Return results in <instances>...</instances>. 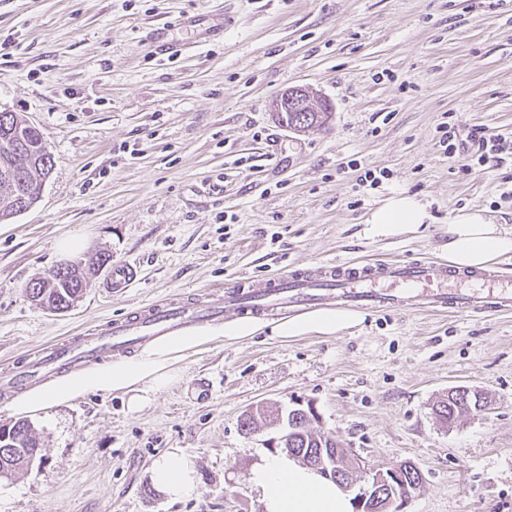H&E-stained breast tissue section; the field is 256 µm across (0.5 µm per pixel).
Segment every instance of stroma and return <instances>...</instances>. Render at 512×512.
Returning a JSON list of instances; mask_svg holds the SVG:
<instances>
[{
  "mask_svg": "<svg viewBox=\"0 0 512 512\" xmlns=\"http://www.w3.org/2000/svg\"><path fill=\"white\" fill-rule=\"evenodd\" d=\"M224 37L196 42L213 15ZM188 43L155 54L149 33ZM327 102L325 127L281 126L272 99L291 87ZM19 113L54 157L38 201L0 223V371L46 345L171 296L259 285L343 260L442 258L448 219L470 209L512 226V161L472 170L448 158L443 124L512 138V0H0V111ZM388 180L370 187L365 169ZM429 206L430 223L367 236L391 194ZM108 267L67 311L25 292L64 259ZM286 313L242 337L206 328L174 353L170 385L131 409L132 389L90 391L26 413L0 401V426L28 419L43 448L0 478V512H258L251 464L278 425L243 416L312 405L314 431L369 466L409 461L423 481L405 512H512V312L451 317L358 313L334 333L278 336ZM459 387L488 410L441 423ZM194 458L195 496L171 501L148 479L173 450ZM136 278V269L129 262H121L112 266L105 287L110 292H120L129 288Z\"/></svg>",
  "mask_w": 512,
  "mask_h": 512,
  "instance_id": "obj_1",
  "label": "stroma"
}]
</instances>
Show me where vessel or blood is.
Masks as SVG:
<instances>
[{"mask_svg": "<svg viewBox=\"0 0 512 512\" xmlns=\"http://www.w3.org/2000/svg\"><path fill=\"white\" fill-rule=\"evenodd\" d=\"M135 277V267L121 262L113 265L105 286L120 292ZM329 300L351 311L415 306L446 309L463 317L492 308L512 309V282L495 271L461 272L436 261L404 260L362 267L339 262L314 272H285L268 278L257 291L238 280L225 284L223 293L186 301L170 298L109 321L98 333L69 337L53 345L29 369L0 377V396L34 388L76 366L101 363L156 341L193 334L228 312L256 316L288 306L309 310Z\"/></svg>", "mask_w": 512, "mask_h": 512, "instance_id": "1", "label": "vessel or blood"}]
</instances>
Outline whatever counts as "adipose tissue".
Wrapping results in <instances>:
<instances>
[{
    "label": "adipose tissue",
    "mask_w": 512,
    "mask_h": 512,
    "mask_svg": "<svg viewBox=\"0 0 512 512\" xmlns=\"http://www.w3.org/2000/svg\"><path fill=\"white\" fill-rule=\"evenodd\" d=\"M431 220V215L416 195L399 192L387 197L370 211L366 223L372 236L398 237ZM449 266L458 270H483L499 259L512 257V228L495 224L477 210H462L448 221V242L444 250ZM353 320L339 310H324L303 319L278 325L277 331L293 336L307 331L333 333ZM194 336H179L144 355L97 370L69 376L55 386L24 399L23 407L55 403L70 395L90 390H116L143 383L141 395L132 400L140 406L145 396L156 393L170 380L165 367L172 353L192 347ZM155 492L171 500L196 494L198 471L194 460L180 451L159 459L150 470ZM251 487L258 492L264 512H352L353 503L341 484L283 453L268 454L249 470Z\"/></svg>",
    "instance_id": "obj_1"
}]
</instances>
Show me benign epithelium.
Here are the masks:
<instances>
[{"label":"benign epithelium","instance_id":"7a95c632","mask_svg":"<svg viewBox=\"0 0 512 512\" xmlns=\"http://www.w3.org/2000/svg\"><path fill=\"white\" fill-rule=\"evenodd\" d=\"M349 485L346 490L354 493L356 512H402L412 494L399 496L393 490L401 484L406 466L396 463L384 472L368 467L366 461L355 454L347 456ZM313 467L320 473L334 478L340 477L341 465L337 455L320 452Z\"/></svg>","mask_w":512,"mask_h":512}]
</instances>
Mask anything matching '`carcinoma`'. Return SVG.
I'll return each mask as SVG.
<instances>
[{
  "label": "carcinoma",
  "mask_w": 512,
  "mask_h": 512,
  "mask_svg": "<svg viewBox=\"0 0 512 512\" xmlns=\"http://www.w3.org/2000/svg\"><path fill=\"white\" fill-rule=\"evenodd\" d=\"M328 118V109L319 112L284 113L278 120L295 124L306 129L320 127ZM26 166L22 180L11 181L0 175V223L5 222L18 211L12 209L36 203L43 179L53 168V157L48 150L41 132L15 112L0 111V171L5 167ZM87 272L79 268V273L57 272L48 278L32 281L26 292L31 300H37L55 311L69 309L82 295ZM480 412L475 392L468 388H458L453 394L438 402L435 414L448 424H452L464 412ZM295 428L288 440V455L304 460L317 457L321 437L303 428V418L296 414L291 418ZM40 454V441L34 428L26 419H20L8 427V436L0 440V474H12L33 464Z\"/></svg>",
  "instance_id": "cac0c4a2"
}]
</instances>
